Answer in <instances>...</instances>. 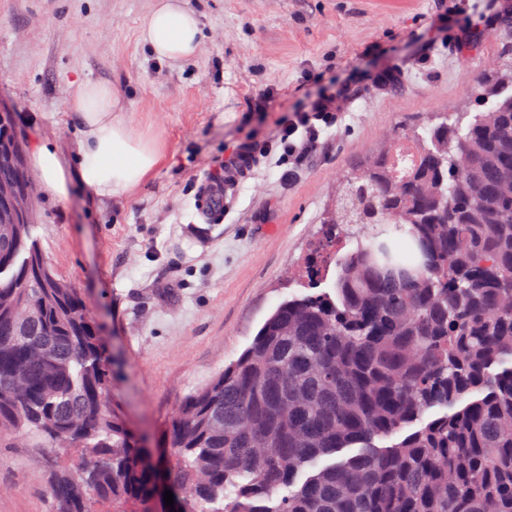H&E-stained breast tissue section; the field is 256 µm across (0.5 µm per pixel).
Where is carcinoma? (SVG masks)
<instances>
[{
  "mask_svg": "<svg viewBox=\"0 0 512 512\" xmlns=\"http://www.w3.org/2000/svg\"><path fill=\"white\" fill-rule=\"evenodd\" d=\"M479 91L496 102L467 126L396 132L345 178L328 225L362 234L335 296L309 284L283 300L175 410L176 512H512V92ZM408 139L400 180L391 157ZM0 142L22 144L8 112ZM4 178L28 174L3 156ZM31 230L0 224V444L80 450L52 477L51 512H149L157 471L112 408L106 344Z\"/></svg>",
  "mask_w": 512,
  "mask_h": 512,
  "instance_id": "cac0c4a2",
  "label": "carcinoma"
}]
</instances>
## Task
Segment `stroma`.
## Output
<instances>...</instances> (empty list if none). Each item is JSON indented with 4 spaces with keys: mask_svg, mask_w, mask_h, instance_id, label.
Returning a JSON list of instances; mask_svg holds the SVG:
<instances>
[{
    "mask_svg": "<svg viewBox=\"0 0 512 512\" xmlns=\"http://www.w3.org/2000/svg\"><path fill=\"white\" fill-rule=\"evenodd\" d=\"M156 2L0 0V111L69 155L77 86L106 82L158 145L159 166L130 193L98 202L77 184L62 202L38 196L32 236L102 330L113 408L161 458L175 409L302 294L307 261L333 291L345 250L328 247L324 218L345 177L394 131L483 111L479 81L512 65V0H184L202 41L179 63L140 39ZM395 66L398 81L374 89ZM333 92L346 109L289 184L270 159L229 191L222 223L196 210L199 186L247 134L270 135L281 112ZM77 459L33 438L0 448V512H47L53 472Z\"/></svg>",
    "mask_w": 512,
    "mask_h": 512,
    "instance_id": "1",
    "label": "stroma"
}]
</instances>
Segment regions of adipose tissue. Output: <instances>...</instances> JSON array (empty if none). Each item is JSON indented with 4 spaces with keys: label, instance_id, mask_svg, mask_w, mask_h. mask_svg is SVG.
<instances>
[{
    "label": "adipose tissue",
    "instance_id": "adipose-tissue-1",
    "mask_svg": "<svg viewBox=\"0 0 512 512\" xmlns=\"http://www.w3.org/2000/svg\"><path fill=\"white\" fill-rule=\"evenodd\" d=\"M140 35L152 55L174 63L197 52L201 24L183 0H159ZM71 109L79 134L75 160H68L46 137L37 138L29 153L47 197L66 200L76 181L97 200L125 194L158 166L161 156L156 143L132 128L112 95L111 85L81 84L72 98Z\"/></svg>",
    "mask_w": 512,
    "mask_h": 512
}]
</instances>
